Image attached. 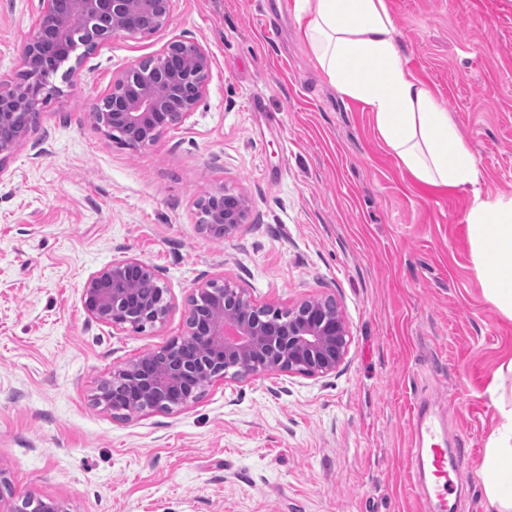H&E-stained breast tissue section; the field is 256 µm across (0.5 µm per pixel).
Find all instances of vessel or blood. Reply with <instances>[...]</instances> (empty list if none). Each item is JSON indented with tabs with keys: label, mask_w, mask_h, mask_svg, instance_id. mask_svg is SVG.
Segmentation results:
<instances>
[{
	"label": "vessel or blood",
	"mask_w": 512,
	"mask_h": 512,
	"mask_svg": "<svg viewBox=\"0 0 512 512\" xmlns=\"http://www.w3.org/2000/svg\"><path fill=\"white\" fill-rule=\"evenodd\" d=\"M411 439L422 479L418 495L428 512H448V495L453 482L448 477V450L445 430L440 419L426 410H417L409 420Z\"/></svg>",
	"instance_id": "obj_1"
}]
</instances>
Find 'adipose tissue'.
I'll return each mask as SVG.
<instances>
[{"label": "adipose tissue", "mask_w": 512, "mask_h": 512, "mask_svg": "<svg viewBox=\"0 0 512 512\" xmlns=\"http://www.w3.org/2000/svg\"><path fill=\"white\" fill-rule=\"evenodd\" d=\"M302 37L331 84L372 113L380 137L419 183L471 188L465 221L484 296L512 320V198L482 193L479 161L433 90L406 66L387 0H295ZM482 470L497 473L486 494L512 512V408L487 444Z\"/></svg>", "instance_id": "ef3b65f1"}]
</instances>
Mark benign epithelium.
Masks as SVG:
<instances>
[{
    "label": "benign epithelium",
    "instance_id": "obj_1",
    "mask_svg": "<svg viewBox=\"0 0 512 512\" xmlns=\"http://www.w3.org/2000/svg\"><path fill=\"white\" fill-rule=\"evenodd\" d=\"M43 12L27 39L23 64L36 53L50 70L66 67L72 81L85 54L118 35L154 31L170 19L169 0H43ZM82 25H73V19ZM210 56L200 44L172 40L144 60L112 76L108 92L92 106L94 128L137 151L154 144L164 130L195 111L206 95ZM40 79L0 91V174L3 162L32 125L22 111H40ZM200 226L229 238L244 223L249 201L227 188L197 204ZM161 270L136 257L122 256L86 280L81 302L98 323L121 330L143 329L165 321ZM351 333L332 299H304L284 308L261 304L243 288L210 280L187 299L186 331L156 352H148L112 371L98 386L97 400L122 417L148 410H179L198 400L217 378L283 373L307 377L336 371L347 356ZM5 512H69L65 503L34 493Z\"/></svg>",
    "mask_w": 512,
    "mask_h": 512
}]
</instances>
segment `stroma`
Here are the masks:
<instances>
[{"label": "stroma", "instance_id": "stroma-1", "mask_svg": "<svg viewBox=\"0 0 512 512\" xmlns=\"http://www.w3.org/2000/svg\"><path fill=\"white\" fill-rule=\"evenodd\" d=\"M407 67L512 197V0H387ZM42 0H0V88L20 81ZM209 53L207 93L137 151L93 130L115 71L166 42ZM0 175V469L70 512H427L408 418L443 416L456 512H486L479 470L512 399V320L486 300L465 216L471 194L415 183L371 112L330 85L294 0H170L167 27L87 54ZM248 196L230 238L197 203ZM163 271V323L115 330L81 304L119 256ZM226 278L260 303L333 298L350 326L323 377L218 379L194 403L125 419L97 405L112 369L185 332L187 299Z\"/></svg>", "mask_w": 512, "mask_h": 512}]
</instances>
